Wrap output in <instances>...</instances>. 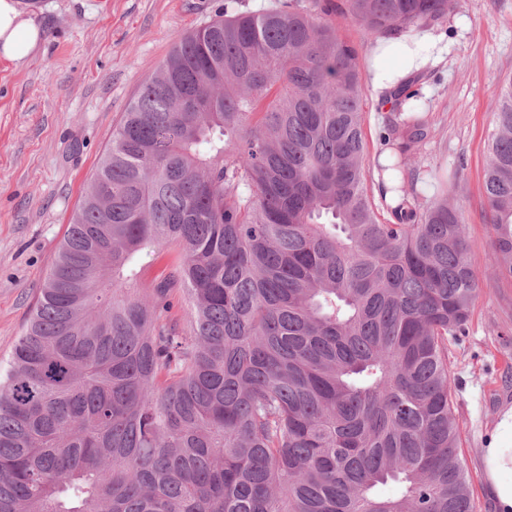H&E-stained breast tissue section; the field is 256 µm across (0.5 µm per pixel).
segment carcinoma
I'll return each instance as SVG.
<instances>
[{"mask_svg":"<svg viewBox=\"0 0 512 512\" xmlns=\"http://www.w3.org/2000/svg\"><path fill=\"white\" fill-rule=\"evenodd\" d=\"M453 0H287L191 31L130 104L7 366L0 512H476L448 339L479 278L429 134L398 79L366 184L356 50L448 20ZM484 195L512 282V82ZM174 244L149 288L139 262ZM190 304V325L175 298Z\"/></svg>","mask_w":512,"mask_h":512,"instance_id":"obj_1","label":"carcinoma"}]
</instances>
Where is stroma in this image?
Returning <instances> with one entry per match:
<instances>
[{
	"mask_svg": "<svg viewBox=\"0 0 512 512\" xmlns=\"http://www.w3.org/2000/svg\"><path fill=\"white\" fill-rule=\"evenodd\" d=\"M282 0H19L45 29L24 65L0 60V359L27 324L83 190L129 103L187 33L224 11L262 12ZM427 51L419 78L431 135L413 161L419 176L457 171V205L480 277L466 336L449 342L460 453L477 512H493L483 450L512 405V283L491 278L492 227L483 180L499 86L512 79V0H456ZM370 153L392 119L364 83Z\"/></svg>",
	"mask_w": 512,
	"mask_h": 512,
	"instance_id": "35a3bbf8",
	"label": "stroma"
}]
</instances>
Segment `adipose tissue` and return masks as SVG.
I'll use <instances>...</instances> for the list:
<instances>
[{
	"instance_id": "obj_1",
	"label": "adipose tissue",
	"mask_w": 512,
	"mask_h": 512,
	"mask_svg": "<svg viewBox=\"0 0 512 512\" xmlns=\"http://www.w3.org/2000/svg\"><path fill=\"white\" fill-rule=\"evenodd\" d=\"M45 32L18 6L17 0H0V59L22 64L43 41ZM414 50L394 58L387 39L377 41L369 71L373 85L382 92L393 88L397 79L411 74ZM486 488L495 512H512V406L506 408L495 427L491 442L483 450Z\"/></svg>"
}]
</instances>
